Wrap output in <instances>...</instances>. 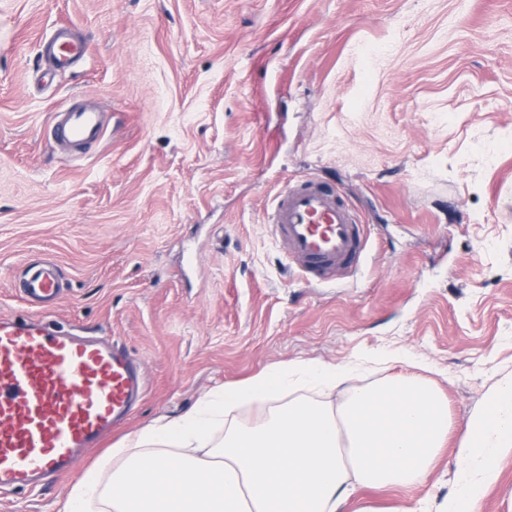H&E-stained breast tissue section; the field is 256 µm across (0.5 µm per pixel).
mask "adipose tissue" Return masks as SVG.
Wrapping results in <instances>:
<instances>
[{"label": "adipose tissue", "instance_id": "ef3b65f1", "mask_svg": "<svg viewBox=\"0 0 512 512\" xmlns=\"http://www.w3.org/2000/svg\"><path fill=\"white\" fill-rule=\"evenodd\" d=\"M355 374L348 363L294 360L207 393L125 438L78 479L60 512H339L355 487L426 483L448 439L446 399L416 375L356 387ZM344 385L349 396L336 410L298 396ZM488 400L459 444L461 486L439 512H477L478 489L512 449V376ZM247 403L268 412L230 422Z\"/></svg>", "mask_w": 512, "mask_h": 512}]
</instances>
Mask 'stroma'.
Returning a JSON list of instances; mask_svg holds the SVG:
<instances>
[{
    "mask_svg": "<svg viewBox=\"0 0 512 512\" xmlns=\"http://www.w3.org/2000/svg\"><path fill=\"white\" fill-rule=\"evenodd\" d=\"M88 43L38 85L41 40ZM81 101L111 114L80 158L49 136ZM335 186L364 224L356 277L310 288L271 238L285 179ZM57 266L43 309L142 359L126 424L66 478L0 494L58 512L125 435L297 359L406 355L445 396L425 485L361 489L342 512L457 490L471 415L512 374V0H0V315ZM478 512H512V452ZM26 300L34 305L59 294V279L54 265L45 263L41 266H30L20 282Z\"/></svg>",
    "mask_w": 512,
    "mask_h": 512,
    "instance_id": "obj_1",
    "label": "stroma"
}]
</instances>
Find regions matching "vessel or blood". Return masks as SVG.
Listing matches in <instances>:
<instances>
[{
  "label": "vessel or blood",
  "instance_id": "1",
  "mask_svg": "<svg viewBox=\"0 0 512 512\" xmlns=\"http://www.w3.org/2000/svg\"><path fill=\"white\" fill-rule=\"evenodd\" d=\"M87 43L58 28L42 43L40 79L75 69ZM105 113L94 105L54 115L51 133L75 154L101 142ZM271 231L312 286L353 276L366 242L354 210L315 179L287 184L271 214ZM26 300L56 298L54 265L29 267L20 282ZM139 360L103 336H73L45 317L0 316V490L40 485L70 473L99 447L143 394Z\"/></svg>",
  "mask_w": 512,
  "mask_h": 512
}]
</instances>
